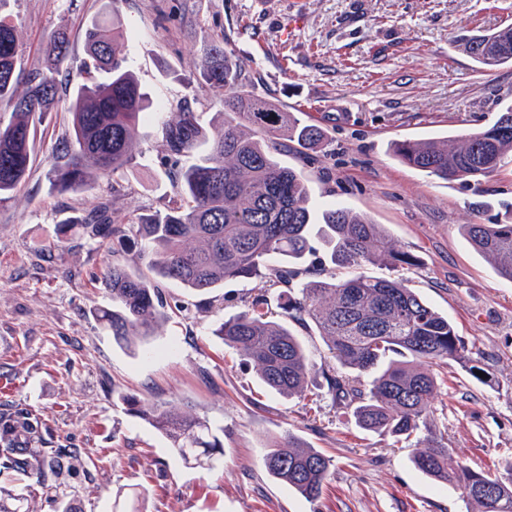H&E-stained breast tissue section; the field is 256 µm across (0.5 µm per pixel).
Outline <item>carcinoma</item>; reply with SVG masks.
<instances>
[{"instance_id": "carcinoma-1", "label": "carcinoma", "mask_w": 512, "mask_h": 512, "mask_svg": "<svg viewBox=\"0 0 512 512\" xmlns=\"http://www.w3.org/2000/svg\"><path fill=\"white\" fill-rule=\"evenodd\" d=\"M83 80L70 101L72 132L57 146L52 169L60 192H77L90 175L111 177L128 168L139 126L150 101L124 53V29L117 12L112 27L87 26ZM45 66L17 93L21 44L12 18L0 14V112L10 113L0 127V196L24 179L33 163V139L58 102V88L69 80L66 31L52 35ZM481 69L512 64V26L487 36L457 39ZM195 81L219 96L222 123L211 135L184 107L163 125L167 160L177 164L178 199L162 210L132 211L126 224H105L98 208L84 221L69 220L58 243L79 227L82 234L105 237L133 233L143 244L154 277L126 266L105 265L103 285L111 305L97 310L96 321L120 346L136 350L164 323L167 312L157 279L174 281L206 294L224 281L247 278L269 267L278 288L277 308L256 296L247 310L222 321L215 334L253 364L262 382L282 396L306 395L316 365L290 325L316 333L339 370L324 373L334 402L352 410L364 430L407 439L428 426L439 376L433 367L453 361L476 375L478 368L448 318L439 314L401 279L367 276L364 265L410 267L412 257L397 250L381 225L345 207L317 212L310 205L308 180L286 167L277 155L295 143L313 150L322 129L286 112L273 98L256 91L254 81L224 37L212 38ZM406 164L443 180L480 184L502 160L512 156V105L490 126L454 139L402 140L393 143ZM473 249L494 261L496 274L512 282V223L466 224ZM321 240L332 269L352 270L306 282L311 238ZM400 356L397 361L389 356ZM130 411L165 436L171 451L201 470L224 455V443L209 420L182 410L175 401L126 399ZM42 427L27 411L5 403L0 409V447L12 468L39 484L84 470L81 454L65 455L43 447ZM263 464L274 478L309 500L316 499L331 473L330 459L293 435L268 446ZM423 475L448 484L477 506V512H512V463L504 471L471 469L441 446L419 448L412 456ZM0 512H30L24 498L0 487Z\"/></svg>"}]
</instances>
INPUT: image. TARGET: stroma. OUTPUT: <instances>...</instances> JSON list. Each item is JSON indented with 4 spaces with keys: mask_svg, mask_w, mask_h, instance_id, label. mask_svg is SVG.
I'll return each mask as SVG.
<instances>
[{
    "mask_svg": "<svg viewBox=\"0 0 512 512\" xmlns=\"http://www.w3.org/2000/svg\"><path fill=\"white\" fill-rule=\"evenodd\" d=\"M8 0L22 44L20 66L44 64L52 33L67 27L72 67L85 58L87 25L120 16L125 56L152 101L134 163L76 192L52 183V154L72 129L71 90L38 128L34 163L0 200V404L45 425L47 447L78 448L88 460L75 479L77 512H114L116 491H138L139 512H476L454 488L418 473L414 449L448 448L466 466L499 470L512 461V283L477 254L466 224L512 217V157L481 190L414 169L395 141L455 137L491 125L512 102V66L477 70L458 34L512 25V0ZM226 35L237 56L285 111L322 127L325 149L293 150L280 162L302 171L318 209L338 205L382 225L415 263L368 266L402 279L447 315L487 381L456 363L441 374L429 430L397 443L360 429L339 409L323 375L306 398L271 392L239 352L213 331L258 294L267 278L226 281L205 295L171 281L160 287L169 318L146 352L119 348L94 318L109 297L106 263L146 269L139 237L73 235L55 248L66 218L107 203L111 223L131 210L176 200L162 126L189 102L205 130L219 121L211 91L190 83L208 36ZM178 401L222 431L212 469L188 467L167 439L134 418L125 397ZM294 435L332 461L320 498L309 501L262 464L269 441Z\"/></svg>",
    "mask_w": 512,
    "mask_h": 512,
    "instance_id": "35a3bbf8",
    "label": "stroma"
}]
</instances>
